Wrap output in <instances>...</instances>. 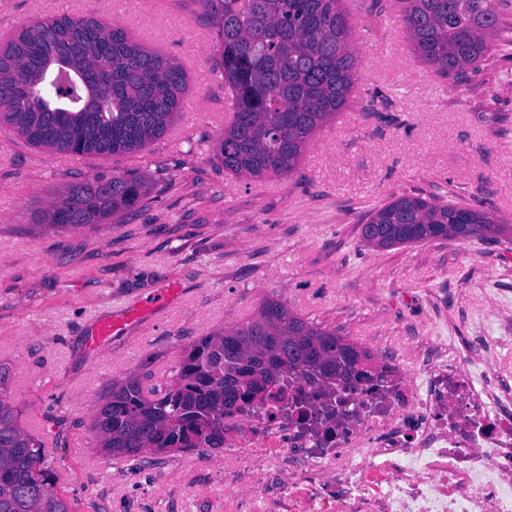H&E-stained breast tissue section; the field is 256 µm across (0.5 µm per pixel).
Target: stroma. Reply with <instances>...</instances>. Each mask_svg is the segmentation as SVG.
<instances>
[{
  "instance_id": "35a3bbf8",
  "label": "stroma",
  "mask_w": 512,
  "mask_h": 512,
  "mask_svg": "<svg viewBox=\"0 0 512 512\" xmlns=\"http://www.w3.org/2000/svg\"><path fill=\"white\" fill-rule=\"evenodd\" d=\"M365 2L350 108L290 175L239 180L213 156L229 103L194 0H69V15L121 25L189 77L181 119L137 154L73 163L0 128V367L72 512H224L222 453L115 461L91 414L115 382H164L188 346L265 298L364 347L468 338L472 288L512 303V238L370 248L360 236L369 212L410 194L512 224V0H498L491 51L459 80L415 58L396 0ZM57 11V0H0V41ZM130 169L148 183L134 209L78 228L34 223L66 184ZM168 280L184 287L178 305L85 353L93 316Z\"/></svg>"
}]
</instances>
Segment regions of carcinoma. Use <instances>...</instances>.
Instances as JSON below:
<instances>
[{
    "label": "carcinoma",
    "instance_id": "1",
    "mask_svg": "<svg viewBox=\"0 0 512 512\" xmlns=\"http://www.w3.org/2000/svg\"><path fill=\"white\" fill-rule=\"evenodd\" d=\"M215 28V70L233 102L214 158L237 178L285 177L319 132L349 104L359 57L344 0H194ZM415 57L442 77L479 67L498 25L495 0H400ZM188 76L174 58L125 28L83 17H41L0 45V128L55 153L118 157L143 151L173 126ZM133 173L66 185L34 223L58 229L103 224L144 197ZM512 236V225L459 201L400 196L361 227L369 247ZM371 352L306 321L276 299L255 315L189 347L158 387L130 378L93 414L99 448L112 459L224 447V414L275 397L287 376L345 382L353 361L323 373L315 352ZM0 512H71L54 488L43 444L20 425L0 371Z\"/></svg>",
    "mask_w": 512,
    "mask_h": 512
}]
</instances>
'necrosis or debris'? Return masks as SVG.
<instances>
[{
    "label": "necrosis or debris",
    "instance_id": "1",
    "mask_svg": "<svg viewBox=\"0 0 512 512\" xmlns=\"http://www.w3.org/2000/svg\"><path fill=\"white\" fill-rule=\"evenodd\" d=\"M467 352L397 336L377 384L288 381L224 417V512H512V307Z\"/></svg>",
    "mask_w": 512,
    "mask_h": 512
}]
</instances>
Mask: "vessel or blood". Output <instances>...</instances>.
I'll return each mask as SVG.
<instances>
[{
    "label": "vessel or blood",
    "mask_w": 512,
    "mask_h": 512,
    "mask_svg": "<svg viewBox=\"0 0 512 512\" xmlns=\"http://www.w3.org/2000/svg\"><path fill=\"white\" fill-rule=\"evenodd\" d=\"M181 298V288L177 283L169 282L138 302L114 309L108 318L93 322L85 339L86 351L96 353L108 347L113 341L126 336L133 326L148 318L155 309L176 305Z\"/></svg>",
    "instance_id": "b4317fda"
}]
</instances>
